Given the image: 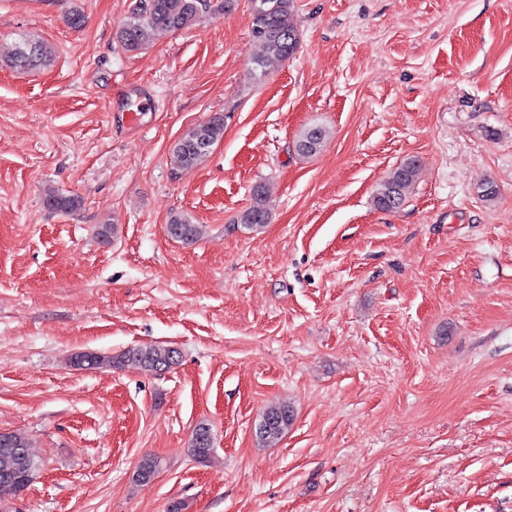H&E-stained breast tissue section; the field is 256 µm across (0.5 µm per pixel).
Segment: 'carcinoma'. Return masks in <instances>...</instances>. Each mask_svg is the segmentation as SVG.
I'll use <instances>...</instances> for the list:
<instances>
[{"label": "carcinoma", "instance_id": "carcinoma-1", "mask_svg": "<svg viewBox=\"0 0 512 512\" xmlns=\"http://www.w3.org/2000/svg\"><path fill=\"white\" fill-rule=\"evenodd\" d=\"M234 0H135L128 16L122 21L117 40L126 52H136L148 45L153 34L161 29L182 30L193 27L205 14L229 11ZM252 38L263 49V56L255 62L252 74L265 73L268 66L286 62L300 47V34L293 21V0H252ZM49 60L47 46L32 38H21L0 44V62L11 68H33ZM224 136V115L215 113L182 135L171 153L176 168L189 171L201 163L204 153L200 143L214 145ZM328 131L320 126L306 130L297 142L298 152L305 156L316 154L327 139ZM418 171V161L409 159L388 172L376 185L372 200L376 208L393 211L402 206ZM79 197L50 191L44 197L47 209L69 214L81 208ZM270 220V208L261 187H256L251 204L244 209L238 223L252 232H260ZM171 237L186 244L198 240L201 231L190 219L176 215L167 224ZM137 362L149 370H163L177 361V351L168 346L145 345L128 349L117 356L88 352L77 354L69 363L77 368H93L108 364L119 367L126 362ZM293 421L292 410L272 406L262 415L256 436L264 446L277 444ZM214 448L211 427L200 423L194 428L188 446L190 456L199 462L207 460ZM159 463L144 457L135 471V479L148 482ZM38 468L29 440L20 433H0V505L23 492L33 481Z\"/></svg>", "mask_w": 512, "mask_h": 512}]
</instances>
